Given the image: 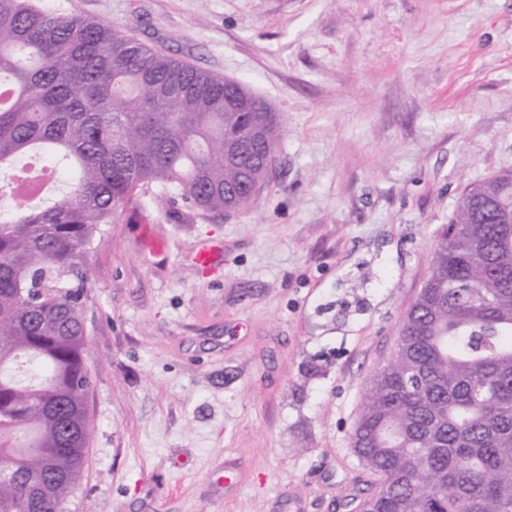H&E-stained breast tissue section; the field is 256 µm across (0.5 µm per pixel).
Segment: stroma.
<instances>
[{"label":"stroma","mask_w":512,"mask_h":512,"mask_svg":"<svg viewBox=\"0 0 512 512\" xmlns=\"http://www.w3.org/2000/svg\"><path fill=\"white\" fill-rule=\"evenodd\" d=\"M44 3L243 83L281 131L247 211L140 196L88 255L66 512H358L368 379L460 197L512 172V0Z\"/></svg>","instance_id":"stroma-1"}]
</instances>
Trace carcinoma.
Segmentation results:
<instances>
[{
    "instance_id": "obj_1",
    "label": "carcinoma",
    "mask_w": 512,
    "mask_h": 512,
    "mask_svg": "<svg viewBox=\"0 0 512 512\" xmlns=\"http://www.w3.org/2000/svg\"><path fill=\"white\" fill-rule=\"evenodd\" d=\"M0 512H64L89 422L85 258L135 197L247 209L276 162L243 85L109 22L0 0ZM512 182L461 197L351 435L362 512H512Z\"/></svg>"
}]
</instances>
